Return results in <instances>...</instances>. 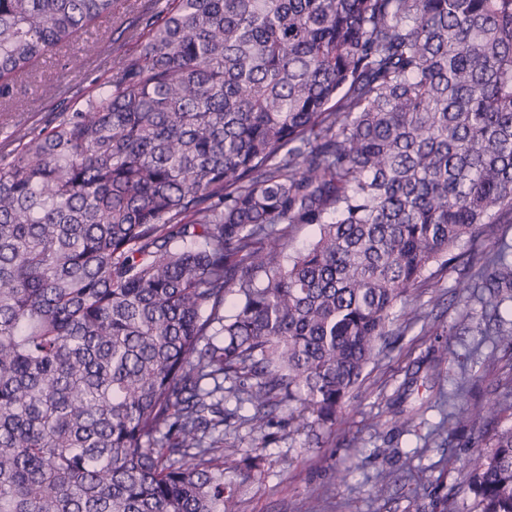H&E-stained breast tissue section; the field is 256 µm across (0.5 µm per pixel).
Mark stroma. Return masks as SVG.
Segmentation results:
<instances>
[{
	"instance_id": "35a3bbf8",
	"label": "stroma",
	"mask_w": 512,
	"mask_h": 512,
	"mask_svg": "<svg viewBox=\"0 0 512 512\" xmlns=\"http://www.w3.org/2000/svg\"><path fill=\"white\" fill-rule=\"evenodd\" d=\"M164 7V0H117L112 16L39 60L9 98H0V141L14 126L41 125L82 108L111 78L113 56L139 53L145 20ZM493 247L489 236L466 239L456 248L460 261L431 267L411 291L423 320L368 365L362 388L331 429L296 430L284 404L269 425L234 420L225 426L224 439L240 456L264 457L261 472L239 489L238 512H431L424 482L435 478L456 492L458 512H467L470 493L461 484L477 428L439 429L433 402L438 389L461 375L475 381L473 404L502 395L500 382L512 375V344L498 341L478 300L470 302L468 328L456 326L470 275L464 259ZM395 408L421 416L413 427L397 429Z\"/></svg>"
}]
</instances>
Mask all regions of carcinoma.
Masks as SVG:
<instances>
[{"label": "carcinoma", "instance_id": "obj_1", "mask_svg": "<svg viewBox=\"0 0 512 512\" xmlns=\"http://www.w3.org/2000/svg\"><path fill=\"white\" fill-rule=\"evenodd\" d=\"M115 3L0 0V95ZM145 26L0 149V512H236L263 463L224 442L237 407L333 426L394 306L419 321L430 267L512 224V0H170ZM470 268L512 304L505 235ZM439 399L472 422L466 382ZM475 418L470 512H512V402Z\"/></svg>", "mask_w": 512, "mask_h": 512}]
</instances>
